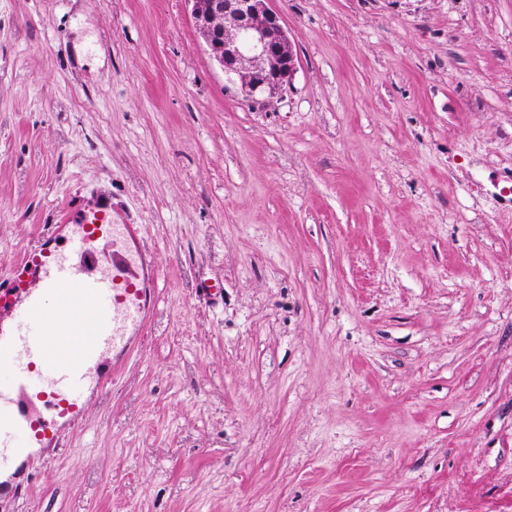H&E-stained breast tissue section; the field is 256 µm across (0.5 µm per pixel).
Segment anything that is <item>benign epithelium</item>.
I'll list each match as a JSON object with an SVG mask.
<instances>
[{
  "mask_svg": "<svg viewBox=\"0 0 512 512\" xmlns=\"http://www.w3.org/2000/svg\"><path fill=\"white\" fill-rule=\"evenodd\" d=\"M207 51L243 100L259 104L290 84L295 53L272 0H186Z\"/></svg>",
  "mask_w": 512,
  "mask_h": 512,
  "instance_id": "benign-epithelium-1",
  "label": "benign epithelium"
}]
</instances>
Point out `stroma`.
<instances>
[{
    "label": "stroma",
    "mask_w": 512,
    "mask_h": 512,
    "mask_svg": "<svg viewBox=\"0 0 512 512\" xmlns=\"http://www.w3.org/2000/svg\"><path fill=\"white\" fill-rule=\"evenodd\" d=\"M272 6L252 106L186 0H0V277L106 199L157 286L0 512H512V0Z\"/></svg>",
    "instance_id": "stroma-1"
}]
</instances>
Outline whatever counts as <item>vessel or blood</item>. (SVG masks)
<instances>
[{"mask_svg":"<svg viewBox=\"0 0 512 512\" xmlns=\"http://www.w3.org/2000/svg\"><path fill=\"white\" fill-rule=\"evenodd\" d=\"M111 221L105 202L79 216L77 222L83 230L79 248L92 250L99 225ZM112 266V275L94 276L85 266L74 263L68 253L40 247L26 252L10 276L0 281V310L20 305L25 313L14 325L0 326V364L13 370L16 389H24L33 382V358L44 363L49 415L30 422L36 441L55 439L51 413L76 411L101 351L109 346L126 352L155 307L154 281L138 272L129 254L113 250ZM45 289L58 292L62 314L81 326V341L69 352L58 350V339L66 335V327L43 317L41 292ZM14 391L0 388L1 457L12 455L11 438L19 426L20 407Z\"/></svg>","mask_w":512,"mask_h":512,"instance_id":"1","label":"vessel or blood"}]
</instances>
